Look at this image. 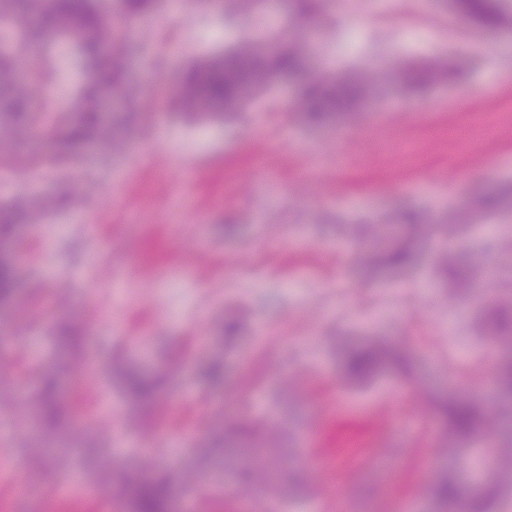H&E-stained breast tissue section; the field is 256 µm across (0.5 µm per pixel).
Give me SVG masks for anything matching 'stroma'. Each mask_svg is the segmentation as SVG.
Here are the masks:
<instances>
[{
	"label": "stroma",
	"mask_w": 512,
	"mask_h": 512,
	"mask_svg": "<svg viewBox=\"0 0 512 512\" xmlns=\"http://www.w3.org/2000/svg\"><path fill=\"white\" fill-rule=\"evenodd\" d=\"M129 27L128 86L105 106L129 117V148L91 144L100 162L79 184L50 164L42 133L0 136V200L49 203L42 223L21 225L14 258L21 287L0 309V393L31 401L59 351L54 325L82 321L95 363L61 374L62 393L94 425L96 455L43 462L42 483L91 512H126L124 486L140 474L154 437L185 468L214 434L245 425L234 466L216 460L201 492L177 489L174 512H436L423 488L432 472L456 470L466 494L480 487L491 442L456 447L421 401L437 392L490 389L506 348L472 330L483 305L449 299L433 274L444 248L461 263L492 268L512 294V203L464 236L417 241V263L371 273L360 256L377 220L405 209L434 223L465 213L478 197L512 192V26L497 33L454 14L444 0H332L299 17L269 0L262 19L171 6ZM310 35L315 64L330 73L357 61H462L466 74L418 98L387 89L362 112L321 128L295 109L283 80L224 123L181 116L176 89L191 61L240 38ZM55 75L38 93L47 127L72 110L82 81L71 40L54 43ZM36 158L20 167L16 157ZM236 225L234 234L220 232ZM385 337L403 345L412 372L347 383L339 349ZM224 359V386L198 369ZM121 359L159 372L156 404L132 408L105 377ZM282 460L305 482L277 495L245 465L267 423ZM28 439L0 406V512H44L16 494Z\"/></svg>",
	"instance_id": "35a3bbf8"
}]
</instances>
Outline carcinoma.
Wrapping results in <instances>:
<instances>
[{
  "mask_svg": "<svg viewBox=\"0 0 512 512\" xmlns=\"http://www.w3.org/2000/svg\"><path fill=\"white\" fill-rule=\"evenodd\" d=\"M161 0H112L118 16L135 22L153 14ZM325 0H289L293 11L300 15L316 14ZM34 0H0V17L8 20L16 36L7 51L0 52V131L24 136L38 124L40 112L51 111V105L34 103V89L51 80L55 65L50 38L63 36L75 39L77 59L86 72L85 81L75 89V113L52 135L57 163L73 161L86 144L112 135L113 145L124 147L126 124L107 126L100 113L101 103L118 94L126 79V56L113 50L118 40L114 27L102 15L101 0H44L42 20L30 21ZM459 14L470 17L487 29H498L512 22L509 0H450ZM25 64L35 81L21 82L16 78V65ZM394 76L406 91H418L445 78L459 76V67L446 59L425 65H408L394 69ZM288 79L298 83V108L310 124L322 126L339 116L360 110L380 92L377 71L353 66L341 75L318 74L307 50L303 34L269 52L249 39L219 50L209 58L192 63L177 89V104L181 111L198 119L222 122L245 107L269 94L276 82ZM504 199L495 196L479 198L474 211L478 217H490ZM33 213L18 202H0V307L14 298L20 276L11 255L15 230ZM416 261L411 244L405 243L386 252H374L369 258L376 269L404 270ZM438 273L447 279L455 293L490 297L495 291L497 274L476 273L443 255ZM485 330L493 336L512 337V304H497L488 309ZM83 330L79 323L60 324L55 343L62 355H69L82 344ZM410 367L408 352L387 341H373L350 347L344 352L343 371L347 378L363 382L389 369L404 372ZM126 394L133 400L148 404L161 389L160 378L148 371L128 369L115 371ZM201 374L216 383L224 382V362L215 359L201 367ZM512 397V359L496 366L492 391L482 397L457 398L437 396L431 399L430 411L456 444L474 440L485 431L491 435L507 427V418L499 412L497 401ZM40 414V434L60 438L74 433L72 408L60 396L58 379L48 376L36 393ZM241 429L224 432L216 447L208 450L194 470L183 475L197 488L206 484L210 455H222L224 460L236 458ZM512 487V471L500 481L491 480L483 491L462 503L457 473L448 470L437 475L427 491L437 506V512H489L500 490ZM174 480L158 473V462L149 458L143 462V473L126 489L129 512H173Z\"/></svg>",
  "mask_w": 512,
  "mask_h": 512,
  "instance_id": "obj_1",
  "label": "carcinoma"
}]
</instances>
